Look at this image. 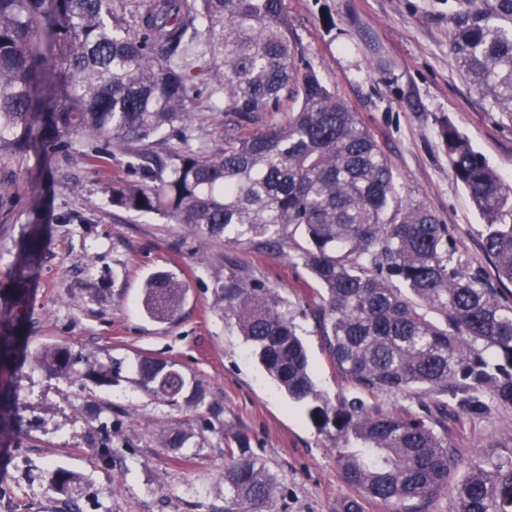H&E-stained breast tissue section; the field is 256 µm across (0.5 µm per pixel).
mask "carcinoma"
<instances>
[{
	"label": "carcinoma",
	"mask_w": 512,
	"mask_h": 512,
	"mask_svg": "<svg viewBox=\"0 0 512 512\" xmlns=\"http://www.w3.org/2000/svg\"><path fill=\"white\" fill-rule=\"evenodd\" d=\"M449 23L464 74L512 117V0H456ZM296 54L283 0H0V161L79 146L97 165L119 151L135 178L112 185L115 208L279 253L302 231L307 246L296 257L323 290L320 336L357 394L319 402L287 302L227 266L225 315L289 397L312 403L310 418L330 433L348 484L427 512L461 459L448 400L472 417L489 412L488 392L512 405V293L504 294L512 185L453 124L442 125L453 174L485 221L492 279L428 208L402 203L392 164L358 113ZM199 81L224 112L220 151L196 142L190 123L187 102ZM290 98L297 107L285 112ZM44 247L43 225H29L14 288L0 291L1 448L13 434L15 370L33 360L67 376L81 362L67 346L31 350L24 333ZM184 295L177 277L158 274L146 284V308L169 320ZM135 373L158 400L198 395L172 362L142 359ZM413 388L428 394L416 411L375 401ZM247 448L236 437L224 449V512H274V479ZM77 483L67 471L50 477L61 492ZM452 493L455 512H512V448L495 461L472 460Z\"/></svg>",
	"instance_id": "carcinoma-1"
}]
</instances>
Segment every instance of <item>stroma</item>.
<instances>
[{"label": "stroma", "instance_id": "stroma-1", "mask_svg": "<svg viewBox=\"0 0 512 512\" xmlns=\"http://www.w3.org/2000/svg\"><path fill=\"white\" fill-rule=\"evenodd\" d=\"M454 3L284 0V7L305 65L359 113L394 167L402 201L423 203L457 250L484 266L482 218L452 173L440 126L455 125L512 182V118L460 74L448 47ZM188 110L197 137L222 149L224 114L213 100L192 96ZM127 163L118 152L93 166L77 149L0 165V189L9 193L0 203V289L11 286L25 226L47 228L29 300L32 348L68 345L89 367L122 363L106 384L33 364L17 373L21 432L0 453V512H224V448L237 434L275 479V512H340L350 499L362 512H404L344 481L333 441L313 424L308 404L288 398L224 314L229 258L286 300L321 400L351 396L316 333L320 288L308 270L292 255L228 247L158 215L112 207L113 183L131 176ZM159 271L186 287L170 320L143 306L144 284ZM141 356L175 362L201 384V403L173 406L147 394L134 371ZM173 423L186 432L183 447L163 442ZM454 435L468 457H494L512 448V407L459 419ZM58 468L79 474L76 490L51 487Z\"/></svg>", "mask_w": 512, "mask_h": 512}]
</instances>
